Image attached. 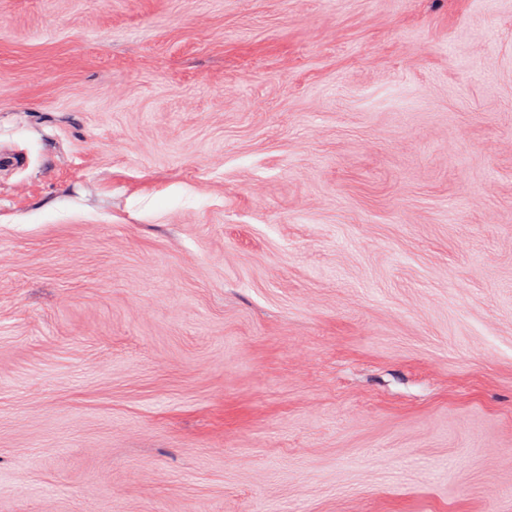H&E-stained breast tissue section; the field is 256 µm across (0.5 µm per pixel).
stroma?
<instances>
[{
  "label": "stroma",
  "instance_id": "obj_1",
  "mask_svg": "<svg viewBox=\"0 0 512 512\" xmlns=\"http://www.w3.org/2000/svg\"><path fill=\"white\" fill-rule=\"evenodd\" d=\"M0 512H512V0H0Z\"/></svg>",
  "mask_w": 512,
  "mask_h": 512
}]
</instances>
